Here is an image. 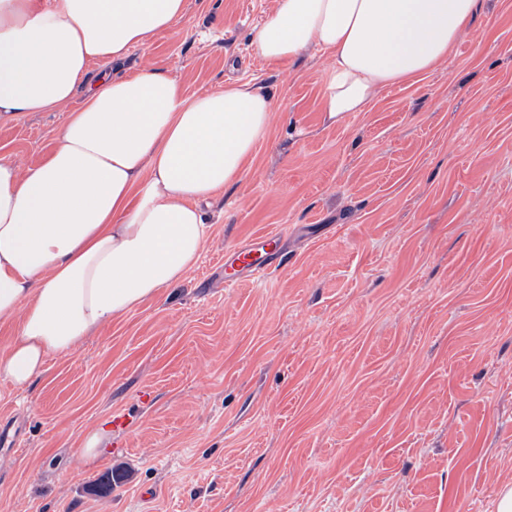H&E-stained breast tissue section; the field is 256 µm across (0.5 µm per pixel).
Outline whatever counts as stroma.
<instances>
[{
  "mask_svg": "<svg viewBox=\"0 0 512 512\" xmlns=\"http://www.w3.org/2000/svg\"><path fill=\"white\" fill-rule=\"evenodd\" d=\"M185 4L179 34L117 73L157 67L189 97L247 83L274 122L182 281L26 389L0 381V512H495L512 484V0H483L448 61L335 124L329 55L255 50L274 0ZM68 115L0 122V157L38 164ZM278 231L280 267L225 287V254Z\"/></svg>",
  "mask_w": 512,
  "mask_h": 512,
  "instance_id": "obj_1",
  "label": "stroma"
}]
</instances>
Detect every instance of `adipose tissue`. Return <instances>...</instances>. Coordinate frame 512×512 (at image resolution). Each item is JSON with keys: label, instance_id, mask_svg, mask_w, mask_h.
Instances as JSON below:
<instances>
[{"label": "adipose tissue", "instance_id": "1", "mask_svg": "<svg viewBox=\"0 0 512 512\" xmlns=\"http://www.w3.org/2000/svg\"><path fill=\"white\" fill-rule=\"evenodd\" d=\"M478 0H275L255 30L270 62L315 47L333 65L321 106L364 111L452 53ZM185 0H0V121L82 96L53 149L19 171L0 158V320L17 334L0 380L26 388L50 357L180 282L209 237L204 204L233 186L275 104L229 84L185 98L146 67L91 76L183 19Z\"/></svg>", "mask_w": 512, "mask_h": 512}]
</instances>
